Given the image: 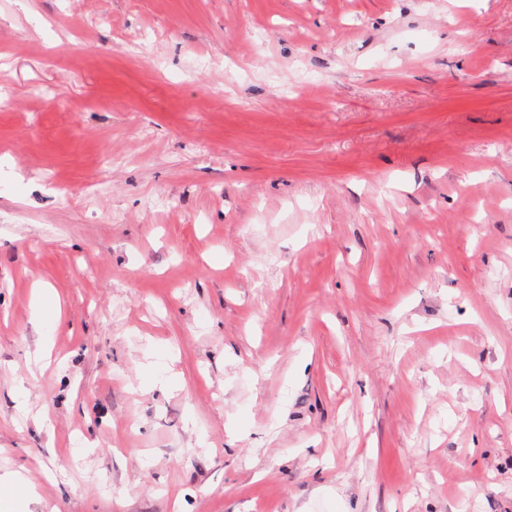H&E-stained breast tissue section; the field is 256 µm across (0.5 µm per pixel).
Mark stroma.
I'll list each match as a JSON object with an SVG mask.
<instances>
[{"instance_id":"stroma-1","label":"stroma","mask_w":512,"mask_h":512,"mask_svg":"<svg viewBox=\"0 0 512 512\" xmlns=\"http://www.w3.org/2000/svg\"><path fill=\"white\" fill-rule=\"evenodd\" d=\"M5 470L512 512V0H0Z\"/></svg>"}]
</instances>
